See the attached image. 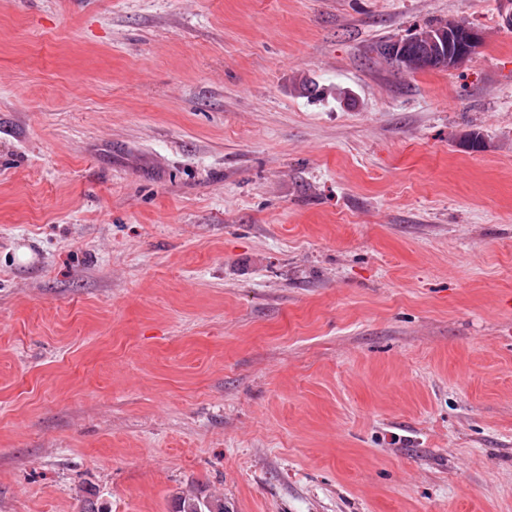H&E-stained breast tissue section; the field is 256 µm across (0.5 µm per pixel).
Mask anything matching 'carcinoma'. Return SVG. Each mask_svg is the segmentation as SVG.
I'll return each instance as SVG.
<instances>
[{"mask_svg":"<svg viewBox=\"0 0 512 512\" xmlns=\"http://www.w3.org/2000/svg\"><path fill=\"white\" fill-rule=\"evenodd\" d=\"M458 32L472 38L469 50L461 53L456 45L438 42L430 45L427 42H413L409 45L403 58L397 60V68L405 73H414L425 69L447 68L446 58L455 56V65L468 61L479 46V37L474 31L462 23L429 24L419 30L421 34L439 37L447 32ZM173 512H224V500L201 492L179 495L174 499Z\"/></svg>","mask_w":512,"mask_h":512,"instance_id":"1","label":"carcinoma"}]
</instances>
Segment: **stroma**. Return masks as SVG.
Returning a JSON list of instances; mask_svg holds the SVG:
<instances>
[{
    "mask_svg": "<svg viewBox=\"0 0 512 512\" xmlns=\"http://www.w3.org/2000/svg\"><path fill=\"white\" fill-rule=\"evenodd\" d=\"M510 15L0 0V512H512ZM448 31L452 33L456 31L457 34H464L465 38H467L469 35L472 38V43L468 46L469 50L464 51L463 53L457 52L456 43L452 45L449 43V45L445 46L439 35L445 33L447 34ZM417 33L433 35L437 39L438 45H429L424 40H422L421 43L418 40L425 38L421 35H417L414 39H412V37L406 39H412L417 42H413L409 45L406 54L402 59L393 60L397 63L396 64L394 62L397 68L402 72L414 73L425 69H449L447 63L445 62L447 54H451V56H457L454 66L457 67L468 61L475 53V49L480 44L479 37L474 33V31L462 23L429 24L424 28H421ZM403 41L391 44L389 50L394 57L400 56L404 53L407 43ZM173 512H224V499L202 492L179 495L174 499Z\"/></svg>",
    "mask_w": 512,
    "mask_h": 512,
    "instance_id": "1",
    "label": "stroma"
}]
</instances>
